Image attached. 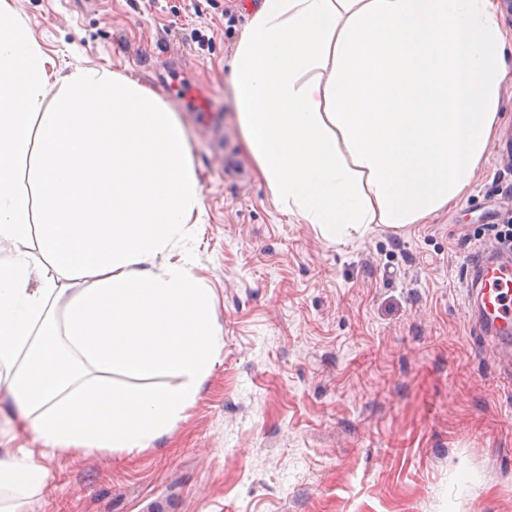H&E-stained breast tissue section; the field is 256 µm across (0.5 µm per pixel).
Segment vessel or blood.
Segmentation results:
<instances>
[{"instance_id": "1", "label": "vessel or blood", "mask_w": 512, "mask_h": 512, "mask_svg": "<svg viewBox=\"0 0 512 512\" xmlns=\"http://www.w3.org/2000/svg\"><path fill=\"white\" fill-rule=\"evenodd\" d=\"M467 313L494 346L500 376L512 380V251L484 249L467 263Z\"/></svg>"}]
</instances>
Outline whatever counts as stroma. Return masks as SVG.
<instances>
[{"instance_id": "obj_1", "label": "stroma", "mask_w": 512, "mask_h": 512, "mask_svg": "<svg viewBox=\"0 0 512 512\" xmlns=\"http://www.w3.org/2000/svg\"><path fill=\"white\" fill-rule=\"evenodd\" d=\"M248 0H14L58 63L132 77L177 113L202 185L186 246L223 362L139 454L55 458L22 512H512V389L464 307L468 255L512 208V18L496 131L457 204L347 244L282 213L230 84ZM202 87L201 111L160 75Z\"/></svg>"}]
</instances>
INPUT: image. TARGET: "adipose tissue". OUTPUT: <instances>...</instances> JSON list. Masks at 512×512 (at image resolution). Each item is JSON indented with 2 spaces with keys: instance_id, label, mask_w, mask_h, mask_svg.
<instances>
[{
  "instance_id": "1",
  "label": "adipose tissue",
  "mask_w": 512,
  "mask_h": 512,
  "mask_svg": "<svg viewBox=\"0 0 512 512\" xmlns=\"http://www.w3.org/2000/svg\"><path fill=\"white\" fill-rule=\"evenodd\" d=\"M504 66L493 0H260L231 83L275 203L344 244L456 200ZM201 196L166 102L59 65L0 0V490L32 497L49 457L153 447L192 406L223 332L189 262L156 260Z\"/></svg>"
}]
</instances>
